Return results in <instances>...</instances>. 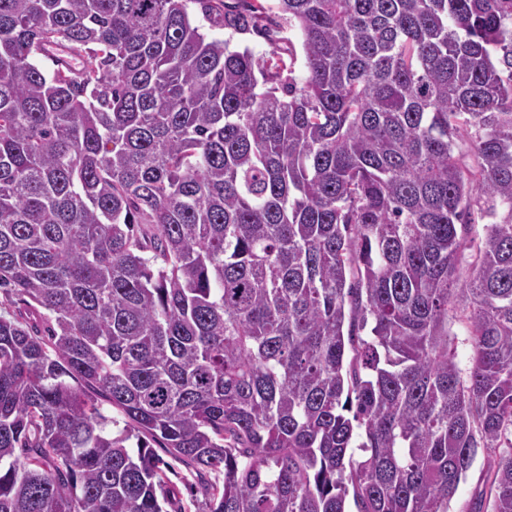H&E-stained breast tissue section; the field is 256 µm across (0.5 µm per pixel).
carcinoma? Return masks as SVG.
<instances>
[{
	"instance_id": "obj_1",
	"label": "carcinoma",
	"mask_w": 512,
	"mask_h": 512,
	"mask_svg": "<svg viewBox=\"0 0 512 512\" xmlns=\"http://www.w3.org/2000/svg\"><path fill=\"white\" fill-rule=\"evenodd\" d=\"M0 294V512H512V0H0ZM190 7L191 16L198 25L203 26L202 31L206 33L209 38H216L221 40L230 38V49L242 50L244 47H249L255 53L261 54L264 52H269L273 49V47L286 48L292 45L297 54V63L295 65L294 76L297 79L302 78L304 74V67L300 43L295 36V33L291 30L289 31L287 26H285L286 28L282 33L278 34L276 37H273V42H270L267 39L261 36H257L253 33L231 34V32L226 30L212 28L209 23L203 19L201 14H199L194 5H190ZM279 37L290 38L291 45H289L285 40H279ZM451 332L454 336V347L456 348L457 362L462 370L469 367L471 354L468 342L466 323L463 320H454L451 324ZM152 450L156 457L167 463L170 467L167 473L175 490L176 500L173 501L172 511L182 512H208L204 488L208 483L214 482L216 477L212 474L200 475L186 464L174 460L168 448L152 443ZM487 476V458L479 450L466 480L460 483L455 496L449 502L448 512H471L479 492L485 488Z\"/></svg>"
}]
</instances>
